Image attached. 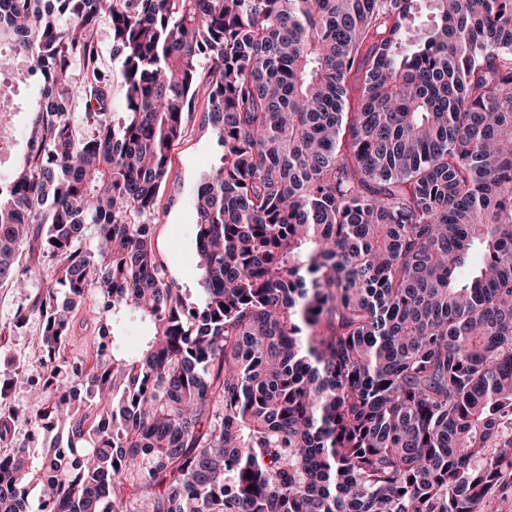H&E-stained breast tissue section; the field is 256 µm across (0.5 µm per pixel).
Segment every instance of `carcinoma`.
<instances>
[{"instance_id": "obj_1", "label": "carcinoma", "mask_w": 512, "mask_h": 512, "mask_svg": "<svg viewBox=\"0 0 512 512\" xmlns=\"http://www.w3.org/2000/svg\"><path fill=\"white\" fill-rule=\"evenodd\" d=\"M5 73L39 97L0 288L51 265L15 322L65 438L11 448L0 411V512H484L512 478V0H0ZM200 101L190 303L153 220ZM97 39L101 49L102 67L108 74H113L111 85L112 99L116 105H119L121 102L123 90L120 82L114 76V74L119 69V61L112 55V34L110 22L107 17L102 18L98 28ZM94 350V338L92 328L85 330L76 328L74 335L70 337L67 353L72 361L91 359Z\"/></svg>"}]
</instances>
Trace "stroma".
I'll return each mask as SVG.
<instances>
[{"mask_svg":"<svg viewBox=\"0 0 512 512\" xmlns=\"http://www.w3.org/2000/svg\"><path fill=\"white\" fill-rule=\"evenodd\" d=\"M20 106L10 126L4 132L11 141V151L0 156V180L7 179L16 166L25 148V130L31 120L27 104L35 97L36 87L23 84L15 89ZM218 155L216 140L210 128L201 125L199 118L188 122V130L171 152L168 179L161 190L154 215L156 224L155 248L164 264L169 281L182 288L188 301H196L200 271L197 267L195 226L193 224L192 202L196 189ZM26 300L14 290L0 288V381L23 373L5 402L13 410L14 443L25 445L29 442L31 427L28 422L30 403L28 381L44 382L45 375L37 371L34 364L38 358L36 335L40 330L37 318H30L22 327H15L17 311L24 307Z\"/></svg>","mask_w":512,"mask_h":512,"instance_id":"obj_1","label":"stroma"}]
</instances>
